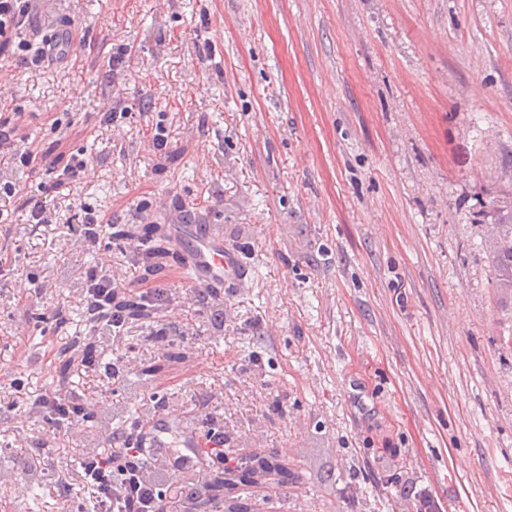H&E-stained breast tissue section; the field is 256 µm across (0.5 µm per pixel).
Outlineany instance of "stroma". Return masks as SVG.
Segmentation results:
<instances>
[{"mask_svg": "<svg viewBox=\"0 0 512 512\" xmlns=\"http://www.w3.org/2000/svg\"><path fill=\"white\" fill-rule=\"evenodd\" d=\"M70 21L65 59L0 48V121L21 117L33 152H0V512L91 508L83 453L160 400L174 433H223L229 466L286 457L252 512H512V352L478 216L512 190V0H38L25 33ZM78 150L88 168L59 181ZM115 224L213 229L241 275L145 278ZM91 266L168 299L102 343ZM88 347L118 380L81 365ZM53 392L91 413L50 437L32 404Z\"/></svg>", "mask_w": 512, "mask_h": 512, "instance_id": "35a3bbf8", "label": "stroma"}]
</instances>
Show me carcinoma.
Returning <instances> with one entry per match:
<instances>
[{"instance_id": "obj_1", "label": "carcinoma", "mask_w": 512, "mask_h": 512, "mask_svg": "<svg viewBox=\"0 0 512 512\" xmlns=\"http://www.w3.org/2000/svg\"><path fill=\"white\" fill-rule=\"evenodd\" d=\"M484 214L488 215L489 232L492 239L486 243L490 256L495 287L501 303V310L512 312V247L505 249L501 243L512 244V191L493 200L485 206ZM151 230H145L142 238L143 255L148 265L145 271L149 275L162 273L170 258V250L166 239H152ZM117 308L128 320H146L151 317L152 309L130 294L117 302ZM281 471V466L274 456L250 457L240 466L224 468L210 479L211 501L215 507L224 512H248L247 504L242 502L239 487L252 484L258 478L271 472Z\"/></svg>"}]
</instances>
